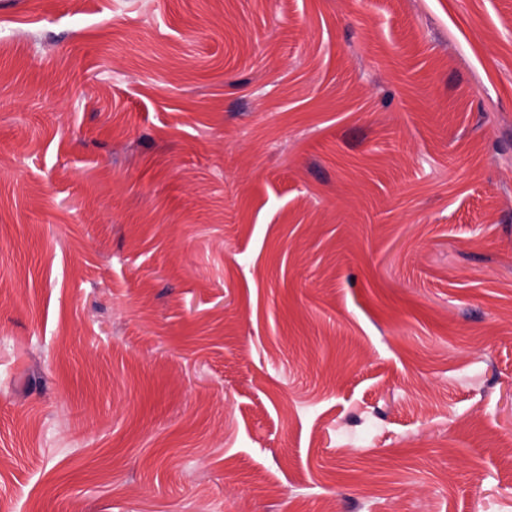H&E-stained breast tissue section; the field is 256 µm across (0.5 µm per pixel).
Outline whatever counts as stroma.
I'll use <instances>...</instances> for the list:
<instances>
[{
    "label": "stroma",
    "instance_id": "1",
    "mask_svg": "<svg viewBox=\"0 0 512 512\" xmlns=\"http://www.w3.org/2000/svg\"><path fill=\"white\" fill-rule=\"evenodd\" d=\"M0 505L512 512V0H0Z\"/></svg>",
    "mask_w": 512,
    "mask_h": 512
}]
</instances>
